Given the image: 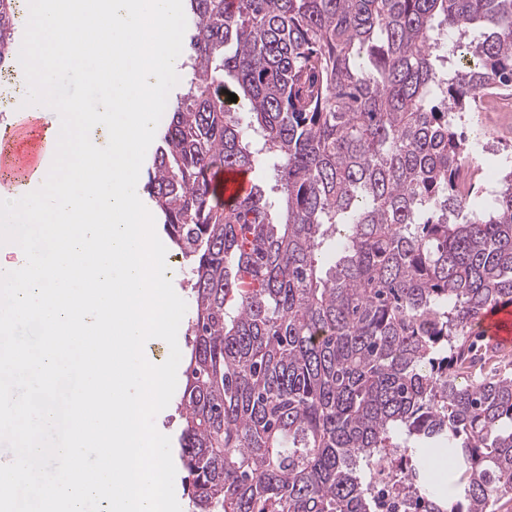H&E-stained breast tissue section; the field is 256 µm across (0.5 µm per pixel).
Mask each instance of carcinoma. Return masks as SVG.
Here are the masks:
<instances>
[{
  "label": "carcinoma",
  "instance_id": "carcinoma-1",
  "mask_svg": "<svg viewBox=\"0 0 512 512\" xmlns=\"http://www.w3.org/2000/svg\"><path fill=\"white\" fill-rule=\"evenodd\" d=\"M18 0H0V71ZM182 92L144 188L181 257L192 512H376L391 450L414 512L512 502V166L482 203L461 128L512 93V0H186ZM234 93L246 122L227 107ZM270 166L232 200L217 171ZM479 331L485 342L489 341L500 348L510 349L512 346V306L508 305L495 310H488L479 319ZM489 341H488V340ZM496 347L497 349H499ZM512 354V348L510 350Z\"/></svg>",
  "mask_w": 512,
  "mask_h": 512
}]
</instances>
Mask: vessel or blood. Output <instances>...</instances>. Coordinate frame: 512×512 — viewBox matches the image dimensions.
<instances>
[{
    "label": "vessel or blood",
    "mask_w": 512,
    "mask_h": 512,
    "mask_svg": "<svg viewBox=\"0 0 512 512\" xmlns=\"http://www.w3.org/2000/svg\"><path fill=\"white\" fill-rule=\"evenodd\" d=\"M51 146L45 139L43 125L21 118L16 125L0 133V168L15 170L16 175L0 181V191L10 193L33 185L36 172ZM249 174L227 170L219 176V191L224 197L239 195L248 190ZM479 331L493 345L512 347V306L485 312L479 319Z\"/></svg>",
    "instance_id": "1"
}]
</instances>
